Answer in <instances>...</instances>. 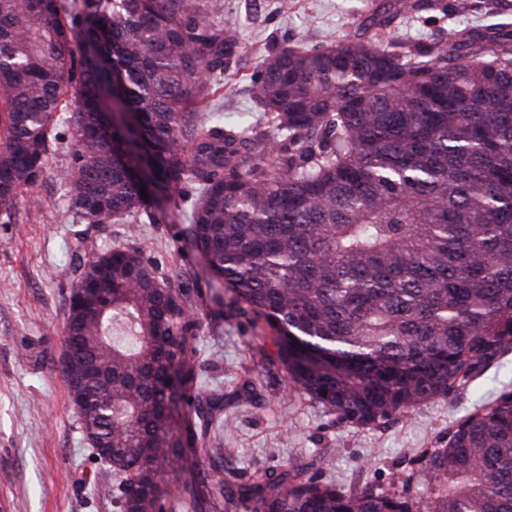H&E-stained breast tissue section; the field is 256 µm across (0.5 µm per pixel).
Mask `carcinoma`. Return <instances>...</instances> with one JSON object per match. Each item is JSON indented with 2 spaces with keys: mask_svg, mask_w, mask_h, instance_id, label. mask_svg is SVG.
<instances>
[{
  "mask_svg": "<svg viewBox=\"0 0 512 512\" xmlns=\"http://www.w3.org/2000/svg\"><path fill=\"white\" fill-rule=\"evenodd\" d=\"M431 8L385 0L350 36L268 52L261 138L213 108L240 53L224 0H0V223L43 181L64 119L73 223L159 224V203L181 202L224 289L211 318L271 329L289 392L359 426L448 398L512 351V30L393 36ZM87 234L69 244L75 284L103 294L65 319L60 361L77 342L64 377L88 402L83 442L108 452L116 512H173L192 443L213 454L202 483L245 512H512L506 389L448 429L416 500L286 462L224 479L198 289L133 243L90 253Z\"/></svg>",
  "mask_w": 512,
  "mask_h": 512,
  "instance_id": "cac0c4a2",
  "label": "carcinoma"
}]
</instances>
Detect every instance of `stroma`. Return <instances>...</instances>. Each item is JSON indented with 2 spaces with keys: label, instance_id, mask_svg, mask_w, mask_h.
I'll return each mask as SVG.
<instances>
[{
  "label": "stroma",
  "instance_id": "stroma-1",
  "mask_svg": "<svg viewBox=\"0 0 512 512\" xmlns=\"http://www.w3.org/2000/svg\"><path fill=\"white\" fill-rule=\"evenodd\" d=\"M379 2L224 0V16L234 22L242 45L239 63L221 88L225 118L244 117L267 132L250 93L261 54L351 35ZM447 2L397 19L394 35L445 41L467 27H512V0H470L471 10L463 14L447 11ZM58 130L61 139L44 180L15 201L17 223H0V512H114L112 475L80 437L79 415L59 365L76 275L67 250L73 226L58 180L71 138L66 125ZM130 242L160 259L173 283L200 279L201 383L224 392L219 445L231 475L287 462L347 490L371 483L382 492L413 493L423 456L445 442L449 427L502 389H512L511 353L452 398L428 402L408 416L377 427L340 422L320 405L286 392V373L271 341L258 339L249 326L207 319L213 290L181 225L100 224L90 228L87 247ZM243 379L261 386V396L247 395L239 386Z\"/></svg>",
  "mask_w": 512,
  "mask_h": 512
}]
</instances>
